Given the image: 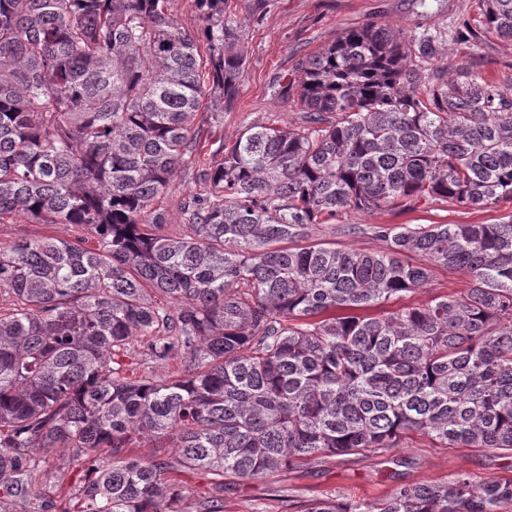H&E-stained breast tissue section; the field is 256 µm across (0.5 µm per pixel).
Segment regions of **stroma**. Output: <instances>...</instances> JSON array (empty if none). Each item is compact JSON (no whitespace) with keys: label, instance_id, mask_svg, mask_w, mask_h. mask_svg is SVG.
<instances>
[{"label":"stroma","instance_id":"1","mask_svg":"<svg viewBox=\"0 0 512 512\" xmlns=\"http://www.w3.org/2000/svg\"><path fill=\"white\" fill-rule=\"evenodd\" d=\"M256 3L227 2V14L239 22L238 46L246 57V68L229 109L213 111L206 101L191 118L196 139L192 158L178 171L168 193L153 203L164 218L166 235L186 234L184 209L203 192L204 172L223 159L247 126L295 129L303 125L305 112L296 94L300 65L344 31L369 22L389 24L417 39L432 38L427 68L453 75L464 66L500 85L512 77V41L485 33L467 43L455 36L456 29L478 18V0H267L261 9ZM502 216L499 210H475L426 198L411 211H345L335 223L317 225L315 233L340 248L378 252L384 244L370 232L375 224H493ZM350 224L358 225L359 233H346ZM81 234L71 224H37L19 214L0 223L3 244L44 237L71 240ZM469 285L465 274L438 267L426 287L389 301L384 308L393 311L406 304H423ZM74 457V449H56L35 478L61 512H78L75 491L88 478ZM460 473L477 483L512 477V457L478 448H443L414 434L385 454L366 451L316 458L269 478L225 475L224 512H290L288 500L323 496L379 502L401 484L447 481Z\"/></svg>","mask_w":512,"mask_h":512}]
</instances>
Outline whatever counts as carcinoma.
I'll return each mask as SVG.
<instances>
[{"label": "carcinoma", "mask_w": 512, "mask_h": 512, "mask_svg": "<svg viewBox=\"0 0 512 512\" xmlns=\"http://www.w3.org/2000/svg\"><path fill=\"white\" fill-rule=\"evenodd\" d=\"M0 0V219L76 224L96 245L0 246V503L34 501L53 448L96 468L79 512H180L175 472L269 478L323 456L386 453L411 433L512 455V214L496 224H376L386 249L313 237L342 210L422 198L512 204V96L462 67L425 72L433 38L374 23L302 66L297 130L247 127L187 206L151 210L192 158L207 88L236 92L246 58L225 0ZM512 40V0H482ZM206 45L201 55L199 45ZM471 287L380 315L431 266ZM246 284L251 293L238 294ZM181 357L175 380L129 375L127 346ZM175 461L126 456L135 440ZM512 478L395 488L380 503L296 512H508ZM170 7L185 28L195 30L200 25L199 13L195 9L193 0H171Z\"/></svg>", "instance_id": "1"}]
</instances>
